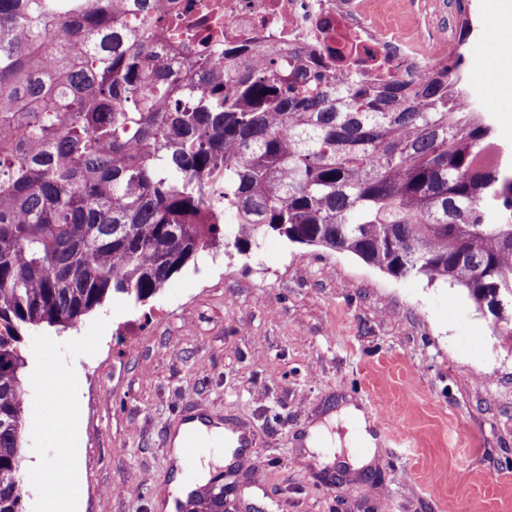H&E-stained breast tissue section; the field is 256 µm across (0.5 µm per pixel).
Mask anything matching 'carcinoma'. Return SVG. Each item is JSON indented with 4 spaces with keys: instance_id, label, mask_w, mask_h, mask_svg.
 Segmentation results:
<instances>
[{
    "instance_id": "cac0c4a2",
    "label": "carcinoma",
    "mask_w": 512,
    "mask_h": 512,
    "mask_svg": "<svg viewBox=\"0 0 512 512\" xmlns=\"http://www.w3.org/2000/svg\"><path fill=\"white\" fill-rule=\"evenodd\" d=\"M129 0H0V512H24L23 333L141 303L215 246L275 235L467 291L512 336V164L460 52L436 77L258 46L167 72Z\"/></svg>"
}]
</instances>
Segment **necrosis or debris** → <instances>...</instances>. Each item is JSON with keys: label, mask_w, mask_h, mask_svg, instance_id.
Returning a JSON list of instances; mask_svg holds the SVG:
<instances>
[{"label": "necrosis or debris", "mask_w": 512, "mask_h": 512, "mask_svg": "<svg viewBox=\"0 0 512 512\" xmlns=\"http://www.w3.org/2000/svg\"><path fill=\"white\" fill-rule=\"evenodd\" d=\"M379 0H161L130 9L126 27L142 15L170 71L225 44L309 48L327 53L325 74L354 62L372 76H429L458 48L464 0H412L380 11Z\"/></svg>", "instance_id": "obj_1"}]
</instances>
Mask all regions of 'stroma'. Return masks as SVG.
I'll list each match as a JSON object with an SVG mask.
<instances>
[{
    "instance_id": "obj_1",
    "label": "stroma",
    "mask_w": 512,
    "mask_h": 512,
    "mask_svg": "<svg viewBox=\"0 0 512 512\" xmlns=\"http://www.w3.org/2000/svg\"><path fill=\"white\" fill-rule=\"evenodd\" d=\"M22 350L25 512L42 509L32 464L62 442L80 451L77 512H157L192 411L251 434L259 476L225 475L231 512H512V338L443 282L268 236ZM68 368L80 424L62 434L44 383ZM346 400L388 402L405 431L375 428L360 470L306 461L308 428Z\"/></svg>"
}]
</instances>
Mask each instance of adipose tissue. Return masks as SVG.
<instances>
[{
  "label": "adipose tissue",
  "mask_w": 512,
  "mask_h": 512,
  "mask_svg": "<svg viewBox=\"0 0 512 512\" xmlns=\"http://www.w3.org/2000/svg\"><path fill=\"white\" fill-rule=\"evenodd\" d=\"M490 10L495 22V37L491 45L479 56L478 68L484 72L493 85L512 87V0H491ZM346 428V435L335 434V426ZM373 422L364 410L352 402L343 403L340 408L326 417L324 423L308 431L305 443L311 448H356L375 450L377 439L372 434ZM200 436L201 447L196 458L193 479L177 475L173 495L164 505L165 512H174L177 500L185 499L195 485L210 480L217 468L224 466L231 458L230 448L237 443V436L225 430L219 422L204 423L193 421L182 424L173 437V457L182 460L184 440L187 432Z\"/></svg>",
  "instance_id": "ef3b65f1"
}]
</instances>
